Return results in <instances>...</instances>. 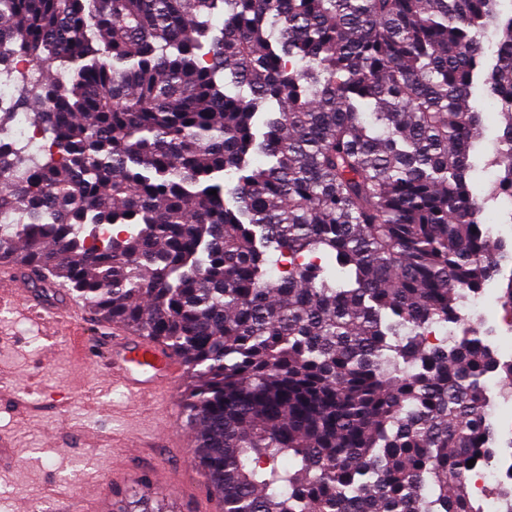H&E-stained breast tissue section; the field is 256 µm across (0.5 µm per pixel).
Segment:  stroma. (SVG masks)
Wrapping results in <instances>:
<instances>
[{
	"label": "stroma",
	"mask_w": 512,
	"mask_h": 512,
	"mask_svg": "<svg viewBox=\"0 0 512 512\" xmlns=\"http://www.w3.org/2000/svg\"><path fill=\"white\" fill-rule=\"evenodd\" d=\"M497 292L482 319L487 343L512 359ZM183 375L167 409L128 399L104 375L99 352L71 353L63 325L0 308V437L13 461L0 467V512H112L129 490L165 498L177 512H222L192 458Z\"/></svg>",
	"instance_id": "stroma-1"
}]
</instances>
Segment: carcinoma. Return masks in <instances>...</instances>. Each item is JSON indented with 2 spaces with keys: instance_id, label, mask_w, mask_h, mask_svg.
<instances>
[{
  "instance_id": "obj_1",
  "label": "carcinoma",
  "mask_w": 512,
  "mask_h": 512,
  "mask_svg": "<svg viewBox=\"0 0 512 512\" xmlns=\"http://www.w3.org/2000/svg\"><path fill=\"white\" fill-rule=\"evenodd\" d=\"M1 81L0 260L182 357L224 512H477L512 361L461 310L512 263L482 219L512 0H0ZM471 105L481 112H484V130L479 141L475 143L471 152L472 160L481 168L484 161L493 156L495 148V139L500 127L499 112L493 105L492 99L487 93H479L471 100Z\"/></svg>"
}]
</instances>
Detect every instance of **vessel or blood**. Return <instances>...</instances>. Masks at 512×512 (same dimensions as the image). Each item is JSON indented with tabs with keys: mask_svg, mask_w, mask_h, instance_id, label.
Instances as JSON below:
<instances>
[{
	"mask_svg": "<svg viewBox=\"0 0 512 512\" xmlns=\"http://www.w3.org/2000/svg\"><path fill=\"white\" fill-rule=\"evenodd\" d=\"M22 304L35 315L65 318L73 349L79 352L86 348L89 341L86 328L71 306L47 301L41 292L33 289L26 291ZM99 346L105 354V368L113 385L121 387L129 398L158 394L162 386L172 385L180 376V357L160 342L126 336L120 327H103L99 332Z\"/></svg>",
	"mask_w": 512,
	"mask_h": 512,
	"instance_id": "1",
	"label": "vessel or blood"
}]
</instances>
